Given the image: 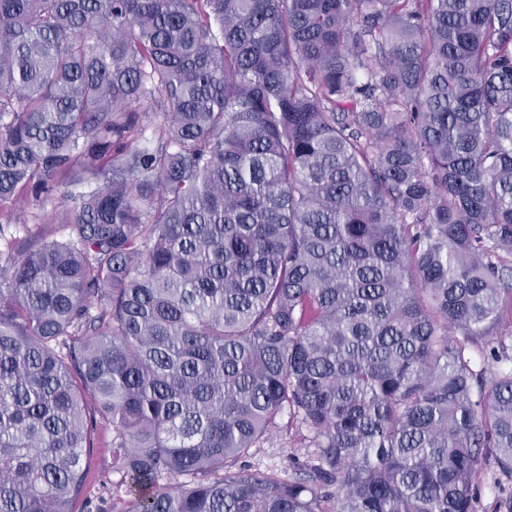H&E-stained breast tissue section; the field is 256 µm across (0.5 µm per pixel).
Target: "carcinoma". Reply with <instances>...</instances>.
<instances>
[{
  "label": "carcinoma",
  "mask_w": 512,
  "mask_h": 512,
  "mask_svg": "<svg viewBox=\"0 0 512 512\" xmlns=\"http://www.w3.org/2000/svg\"><path fill=\"white\" fill-rule=\"evenodd\" d=\"M29 192L61 202L0 248V512H72L101 431L121 512L512 477V367L466 354L512 361V0H0V238ZM285 409L297 478L232 469ZM468 354L475 366V369L483 372V380L486 385H489L491 378L494 373L497 372L498 368L503 367L504 363H495L492 361L490 356L485 353V351L478 347H470L468 349Z\"/></svg>",
  "instance_id": "1"
}]
</instances>
